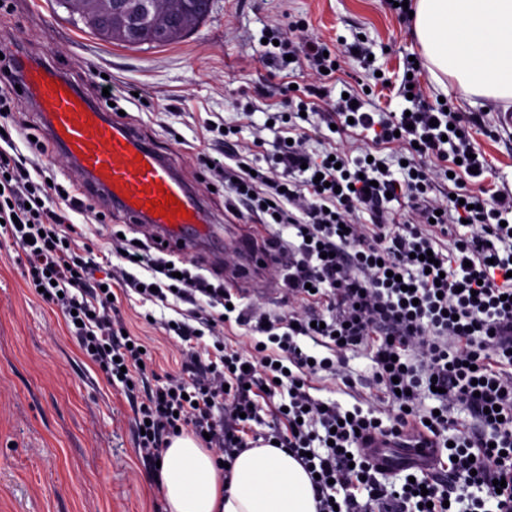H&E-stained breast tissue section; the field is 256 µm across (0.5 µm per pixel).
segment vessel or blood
I'll list each match as a JSON object with an SVG mask.
<instances>
[{"label":"vessel or blood","instance_id":"vessel-or-blood-1","mask_svg":"<svg viewBox=\"0 0 512 512\" xmlns=\"http://www.w3.org/2000/svg\"><path fill=\"white\" fill-rule=\"evenodd\" d=\"M23 88L36 101L51 139L83 173L86 191L107 197L113 208L131 222L160 228L168 246L191 254L207 234L203 204L155 146L119 117L92 106L69 79L54 69L28 66ZM161 189L185 207L186 216L170 220L149 212L148 203ZM255 243L254 234L238 237L237 278H248L252 270L268 263V253L256 248ZM376 448L378 464L388 470L395 469L397 460L416 459L423 454L419 448L383 441L377 442Z\"/></svg>","mask_w":512,"mask_h":512}]
</instances>
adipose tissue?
Instances as JSON below:
<instances>
[{"mask_svg": "<svg viewBox=\"0 0 512 512\" xmlns=\"http://www.w3.org/2000/svg\"><path fill=\"white\" fill-rule=\"evenodd\" d=\"M414 32L463 94L512 98V0H415ZM160 484L169 512H317L309 473L272 443L244 449L225 472L192 435L171 437Z\"/></svg>", "mask_w": 512, "mask_h": 512, "instance_id": "obj_1", "label": "adipose tissue"}]
</instances>
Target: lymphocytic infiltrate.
<instances>
[{"instance_id":"lymphocytic-infiltrate-1","label":"lymphocytic infiltrate","mask_w":512,"mask_h":512,"mask_svg":"<svg viewBox=\"0 0 512 512\" xmlns=\"http://www.w3.org/2000/svg\"><path fill=\"white\" fill-rule=\"evenodd\" d=\"M306 31L304 19H291L270 27L268 38L293 63H306L317 78L307 91L317 97L340 56ZM20 69L15 58L0 61L8 82L0 89V233L23 250L29 287L44 289L107 377L135 386L148 356L139 338L126 335L107 286L138 291L144 303L188 305L174 330L186 345L187 379L147 391L136 408L143 460L160 461L169 438L183 431L206 437L216 462L232 463L236 451L257 445L250 423L269 405L286 426L276 442L314 476L317 512H512V372H501L512 369V188L468 189L471 168L487 165L474 157L457 113L416 95L409 115L375 114L353 88L320 112L329 125L353 118L374 144H402L412 158L397 172L378 157L308 153L295 122L309 109L304 100L277 113L294 139L280 141L267 170L235 169L223 152L212 157L228 209L297 233L283 277L287 313L242 309L235 317L262 339L246 356L220 335L225 321L214 308L232 301L223 286L186 268L173 277L167 259L120 238L112 249L121 266L80 255L70 216L96 213L95 201L44 181V167L29 155L45 154V142H30L26 155L10 151L28 129L17 116ZM446 178L455 189L443 199ZM397 202L407 212L394 210ZM464 222L470 235L443 253L438 239ZM359 346L385 389L387 418L309 392L319 373H336L345 352ZM278 394L287 395L286 406L275 405ZM425 397L435 408H423ZM457 406L472 424L452 417ZM379 437L428 448L412 463L416 478L376 467L368 444Z\"/></svg>"}]
</instances>
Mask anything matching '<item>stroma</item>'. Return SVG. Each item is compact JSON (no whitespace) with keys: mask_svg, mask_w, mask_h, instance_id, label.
I'll list each match as a JSON object with an SVG mask.
<instances>
[{"mask_svg":"<svg viewBox=\"0 0 512 512\" xmlns=\"http://www.w3.org/2000/svg\"><path fill=\"white\" fill-rule=\"evenodd\" d=\"M212 2L204 22L151 48L97 38L55 0H11L0 10V48L64 71L99 107L103 88L144 89L143 102L119 101L125 122L170 158L197 190L214 232L229 240L249 222L227 211L224 186L203 166L200 152L214 146L266 167L281 137L280 129L266 127L268 113L282 110L292 87L310 82L302 69L278 71L263 63L262 40L272 20L303 18L310 35L334 45L364 37L371 68L349 60L331 81L330 97L338 99L347 83L372 84L377 70L389 85L375 86L371 101L387 112L404 107L398 93L404 62L420 48L389 0ZM420 88L429 101L447 97L466 123L488 163L487 182L512 188V129L498 123L512 101L466 96L453 82L440 89L427 70ZM98 207L109 212L108 223L73 218L94 249L109 252L117 232L145 247L159 236L152 225L129 222L106 199ZM24 264L21 250L0 238V512H157L165 501L154 466L137 453L134 400L81 353L62 314L28 287ZM229 290L238 308L288 310L283 281L268 270L233 281ZM116 306L150 350L157 375H180L175 342L162 327L177 318V307L122 294ZM342 371L354 379L357 396L341 377L327 376L316 381L313 397L346 406L359 397L367 407L383 400L365 348L346 351Z\"/></svg>","mask_w":512,"mask_h":512,"instance_id":"obj_1","label":"stroma"}]
</instances>
